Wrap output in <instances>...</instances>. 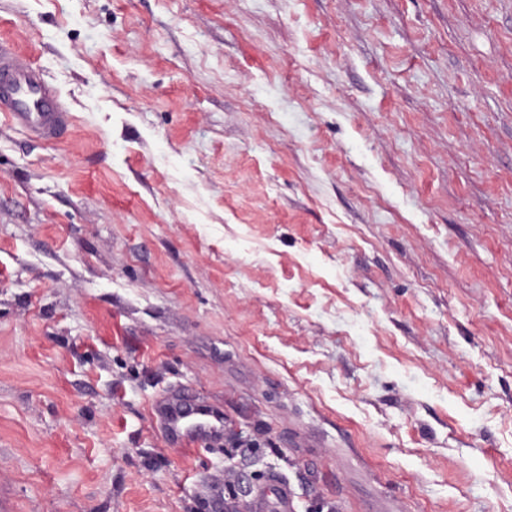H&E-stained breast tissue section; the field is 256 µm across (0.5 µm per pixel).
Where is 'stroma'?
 Returning a JSON list of instances; mask_svg holds the SVG:
<instances>
[{
    "instance_id": "stroma-1",
    "label": "stroma",
    "mask_w": 512,
    "mask_h": 512,
    "mask_svg": "<svg viewBox=\"0 0 512 512\" xmlns=\"http://www.w3.org/2000/svg\"><path fill=\"white\" fill-rule=\"evenodd\" d=\"M71 114L0 116V493L512 512V0H0ZM151 412L171 446L201 442L213 445L224 441L225 448L239 449L243 470L251 466L255 448H261L257 437H233L224 432V410L203 400L188 405L176 389L156 396L151 402ZM294 492L287 478L279 473H273L267 480L266 487L261 496L250 504L249 510L255 512H294Z\"/></svg>"
}]
</instances>
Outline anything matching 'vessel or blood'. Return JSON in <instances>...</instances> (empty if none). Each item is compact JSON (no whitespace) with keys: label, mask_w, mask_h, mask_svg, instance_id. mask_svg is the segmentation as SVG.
I'll list each match as a JSON object with an SVG mask.
<instances>
[{"label":"vessel or blood","mask_w":512,"mask_h":512,"mask_svg":"<svg viewBox=\"0 0 512 512\" xmlns=\"http://www.w3.org/2000/svg\"><path fill=\"white\" fill-rule=\"evenodd\" d=\"M0 112L40 140L57 138L67 127L69 113L57 89L44 74L19 61L13 48L0 43ZM168 443L218 444L224 440V412L214 404L198 401L187 404L182 393L170 389L151 402ZM295 495L287 478L269 476L252 512H295Z\"/></svg>","instance_id":"1"}]
</instances>
